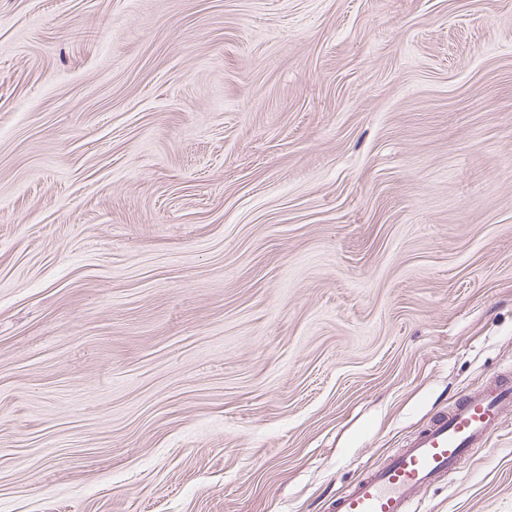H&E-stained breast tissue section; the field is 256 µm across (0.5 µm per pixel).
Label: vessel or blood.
Wrapping results in <instances>:
<instances>
[{
	"label": "vessel or blood",
	"mask_w": 512,
	"mask_h": 512,
	"mask_svg": "<svg viewBox=\"0 0 512 512\" xmlns=\"http://www.w3.org/2000/svg\"><path fill=\"white\" fill-rule=\"evenodd\" d=\"M512 405V372L462 394L378 467L337 495L329 512H414L419 491L447 480L472 453L487 447Z\"/></svg>",
	"instance_id": "b4317fda"
}]
</instances>
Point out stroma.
<instances>
[{
    "instance_id": "obj_1",
    "label": "stroma",
    "mask_w": 512,
    "mask_h": 512,
    "mask_svg": "<svg viewBox=\"0 0 512 512\" xmlns=\"http://www.w3.org/2000/svg\"><path fill=\"white\" fill-rule=\"evenodd\" d=\"M509 369L512 0H0V512H328Z\"/></svg>"
}]
</instances>
